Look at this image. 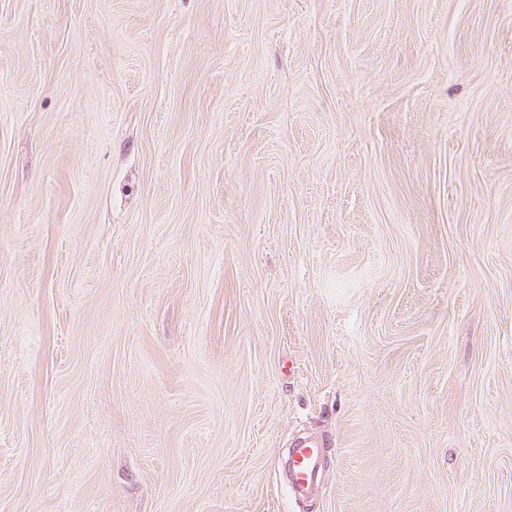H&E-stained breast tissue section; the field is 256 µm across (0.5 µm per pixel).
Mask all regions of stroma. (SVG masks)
I'll list each match as a JSON object with an SVG mask.
<instances>
[{"label": "stroma", "mask_w": 512, "mask_h": 512, "mask_svg": "<svg viewBox=\"0 0 512 512\" xmlns=\"http://www.w3.org/2000/svg\"><path fill=\"white\" fill-rule=\"evenodd\" d=\"M0 512H512V0H0ZM320 445L313 440L301 441L289 456L288 482L302 493H308L318 480Z\"/></svg>", "instance_id": "stroma-1"}]
</instances>
